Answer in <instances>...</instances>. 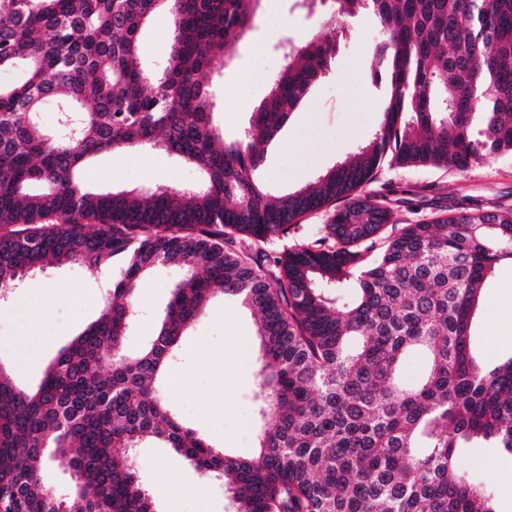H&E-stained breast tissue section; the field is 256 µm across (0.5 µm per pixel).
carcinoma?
<instances>
[{"label": "carcinoma", "instance_id": "1", "mask_svg": "<svg viewBox=\"0 0 512 512\" xmlns=\"http://www.w3.org/2000/svg\"><path fill=\"white\" fill-rule=\"evenodd\" d=\"M260 3L0 0V70L26 72L0 86V291L50 266L123 264L98 319L37 388L0 370V512H159L135 469L149 444L224 481L232 512H498L457 458L479 441L512 455V357L489 369L471 347L482 290L512 263V204L456 203L389 233L391 199L359 189L386 163L464 172L512 155V0H301L341 32L374 18L385 103L367 143L278 197L253 174L338 45L287 40L267 95L224 141L207 76L229 65ZM159 11L173 17L171 53L152 74L139 35ZM142 146L196 165L201 184L82 187L85 162ZM328 209L319 237L266 250ZM158 264L185 277L130 352L137 291ZM218 293L257 316L259 452L248 458L187 426L162 389ZM412 352L427 371L406 388L397 376ZM48 461L68 468L74 498L50 493Z\"/></svg>", "mask_w": 512, "mask_h": 512}]
</instances>
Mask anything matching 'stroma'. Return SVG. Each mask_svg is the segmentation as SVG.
Instances as JSON below:
<instances>
[{
  "label": "stroma",
  "mask_w": 512,
  "mask_h": 512,
  "mask_svg": "<svg viewBox=\"0 0 512 512\" xmlns=\"http://www.w3.org/2000/svg\"><path fill=\"white\" fill-rule=\"evenodd\" d=\"M261 13L279 18L278 27L256 22L232 64L211 75L214 122L225 140H234L268 91L267 83L242 87L255 65L257 51L276 55L279 43L313 35H330L324 15L298 10L294 0H262ZM173 20L160 13L141 30V59L151 70L168 59ZM372 32L369 23L354 25L340 39L336 61L326 76L294 112L269 146L256 176L272 195L313 184L353 152L378 128L385 92L372 79ZM86 188L107 191L164 185L197 186V170L178 155L142 147L103 153L81 171ZM369 191L396 197L397 223L414 221L407 200L435 212L456 202L512 203V156L490 157L469 171L428 166L383 167ZM120 264L95 270L80 265L51 269L25 280L0 303V368L17 385H39L48 363L97 319ZM179 267L155 266L141 284L136 301L140 318L128 336L129 349H138L153 335L175 283ZM254 333V316L239 301L215 298L181 343L166 378V393L185 422L225 454L254 455L258 443L256 374L263 364L258 344H247ZM476 357L492 366L512 356V265L503 264L487 282L475 315ZM460 467L489 486L498 512H512V456L479 445L463 449ZM136 466L145 487L156 497L160 512H230L223 486L207 481L188 461L153 445L139 449ZM177 483L200 486L199 494L169 501L160 487Z\"/></svg>",
  "instance_id": "1"
}]
</instances>
